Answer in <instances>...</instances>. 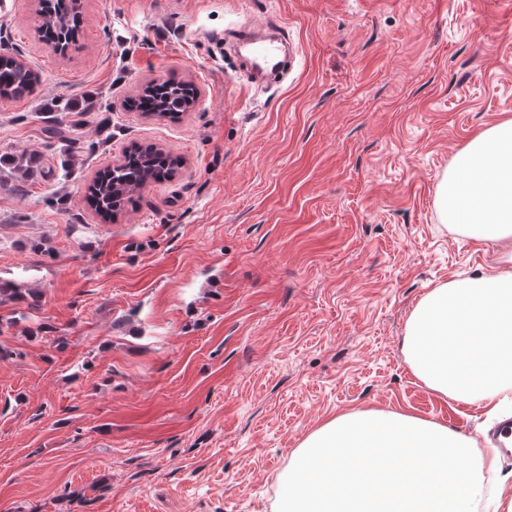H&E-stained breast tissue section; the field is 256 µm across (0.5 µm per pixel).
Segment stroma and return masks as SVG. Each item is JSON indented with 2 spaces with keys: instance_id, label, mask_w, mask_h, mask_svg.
Listing matches in <instances>:
<instances>
[{
  "instance_id": "1",
  "label": "stroma",
  "mask_w": 512,
  "mask_h": 512,
  "mask_svg": "<svg viewBox=\"0 0 512 512\" xmlns=\"http://www.w3.org/2000/svg\"><path fill=\"white\" fill-rule=\"evenodd\" d=\"M66 54L6 0L0 44L39 69L0 99V512H273L292 452L347 410H405L476 436L401 354L435 285L496 264L442 223L455 154L512 117V0H82ZM276 21L263 85L230 49ZM193 84L180 119L126 111ZM74 102L76 111H59ZM57 124L64 139L47 145ZM132 142L182 158L103 222L86 185ZM197 99L194 86L183 81L166 79L147 83L136 97L125 101V108L135 112H158L169 119L190 112Z\"/></svg>"
}]
</instances>
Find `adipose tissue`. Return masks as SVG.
Masks as SVG:
<instances>
[{
    "label": "adipose tissue",
    "mask_w": 512,
    "mask_h": 512,
    "mask_svg": "<svg viewBox=\"0 0 512 512\" xmlns=\"http://www.w3.org/2000/svg\"><path fill=\"white\" fill-rule=\"evenodd\" d=\"M441 220L499 247L495 267L430 288L402 339L416 379L441 399L497 410L512 401V117L475 134L439 187ZM500 466L474 437L405 411H346L295 449L275 512H512L488 491Z\"/></svg>",
    "instance_id": "obj_1"
}]
</instances>
